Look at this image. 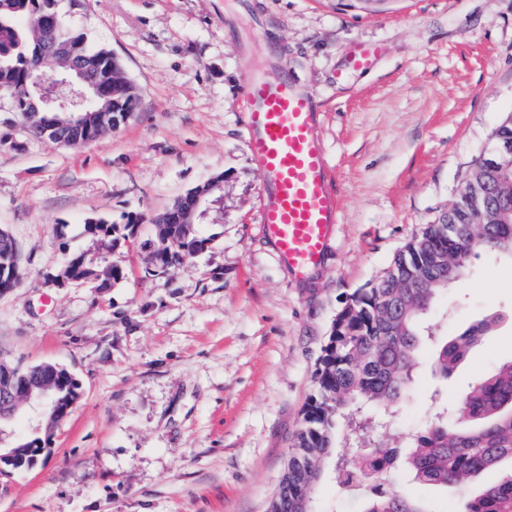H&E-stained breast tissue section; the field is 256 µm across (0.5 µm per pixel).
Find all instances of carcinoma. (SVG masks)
<instances>
[{"label": "carcinoma", "instance_id": "1", "mask_svg": "<svg viewBox=\"0 0 512 512\" xmlns=\"http://www.w3.org/2000/svg\"><path fill=\"white\" fill-rule=\"evenodd\" d=\"M56 0H0V93L19 96L33 86L48 90L46 75L60 72L56 58L38 53L41 37L35 25ZM56 37L70 43L75 54L98 62L107 78L120 66L112 52L91 49L81 33L58 22ZM130 92L102 101L99 108L137 111L140 99ZM493 144L512 142V113L503 117L492 134ZM489 187L483 225L468 223L472 195ZM149 215L136 214L120 227L104 220L94 225L107 249L134 233ZM210 239L185 224H159L149 244L153 268L163 272L186 257L208 249ZM512 258V154L491 164L481 154L464 178V190L455 204L419 231L394 255L368 288L355 291L336 312L315 372V390L309 398L294 445L318 459V469L288 470V508L284 512H314L312 493L326 467L339 493L362 496L360 512H427L404 493L387 489L391 472L403 467L416 482L451 490L459 501L457 512H512V474L505 480L474 490L472 481L505 462L512 463V361L479 379L462 398L454 415L436 411L422 428L403 437L380 441L369 409L387 414L412 392L418 354L424 341V317L437 295L453 285L470 256ZM64 275L81 284L101 280L100 287L122 273L103 272L85 264H66ZM489 315L436 343L434 370L444 376L491 330ZM367 448L364 455H338L337 448Z\"/></svg>", "mask_w": 512, "mask_h": 512}]
</instances>
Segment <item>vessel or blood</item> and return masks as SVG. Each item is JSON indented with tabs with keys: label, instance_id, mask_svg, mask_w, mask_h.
<instances>
[{
	"label": "vessel or blood",
	"instance_id": "1",
	"mask_svg": "<svg viewBox=\"0 0 512 512\" xmlns=\"http://www.w3.org/2000/svg\"><path fill=\"white\" fill-rule=\"evenodd\" d=\"M247 141L266 174L260 228L289 272L320 267L339 222L312 96L285 76L245 74Z\"/></svg>",
	"mask_w": 512,
	"mask_h": 512
}]
</instances>
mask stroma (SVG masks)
Masks as SVG:
<instances>
[{"label":"stroma","instance_id":"35a3bbf8","mask_svg":"<svg viewBox=\"0 0 512 512\" xmlns=\"http://www.w3.org/2000/svg\"><path fill=\"white\" fill-rule=\"evenodd\" d=\"M121 62L138 112L76 149L29 139L0 97V227L26 276L0 295V358L65 366L80 397L30 470L0 475V512H268L333 319L454 202L512 113V0H58ZM383 49L365 71L358 44ZM317 95L340 203L324 265L290 275L263 238L264 171L247 146L244 74ZM210 248L151 276L156 226L109 251L90 219L159 215L214 176ZM121 279L58 285L67 253ZM499 320L448 377L423 350L401 431L512 360V260L479 257L428 316L455 336ZM390 490L456 512L395 472Z\"/></svg>","mask_w":512,"mask_h":512}]
</instances>
